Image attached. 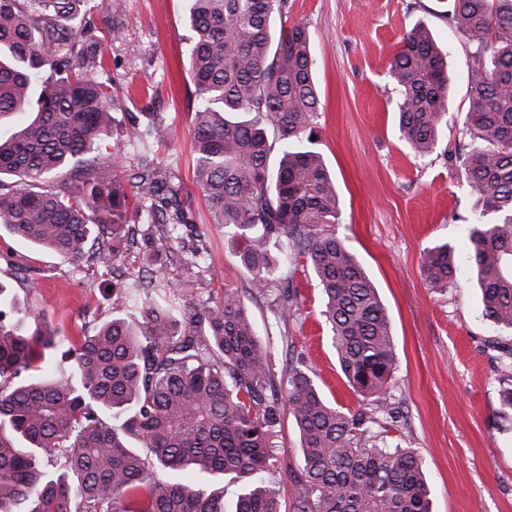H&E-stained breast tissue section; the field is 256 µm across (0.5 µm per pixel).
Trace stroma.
<instances>
[{
	"label": "stroma",
	"mask_w": 512,
	"mask_h": 512,
	"mask_svg": "<svg viewBox=\"0 0 512 512\" xmlns=\"http://www.w3.org/2000/svg\"><path fill=\"white\" fill-rule=\"evenodd\" d=\"M110 0H84L78 32L101 42L112 83L117 124L96 152L108 158L120 147L134 163L129 137L145 113L172 125L175 146L158 148L182 183L185 251L203 248L202 271L189 285L193 297L219 299L238 289L264 340L285 366L286 350L305 357L309 374L327 401L356 410L321 316V288L305 263L288 267L300 291L296 317L279 319L272 293L251 288L224 227L212 224L194 180L191 111L197 103L188 71L192 33L189 0H120L113 24ZM307 25L321 94L316 148L333 173L341 200L338 232L374 284L392 324L397 369L387 403L394 412L387 440L412 448L424 461L432 512H512V415L500 412V391L512 385L503 351L512 329L482 315L478 289L469 280V230L475 207L451 155L468 142L467 47L463 34L441 15L438 0H288L285 25ZM426 25L448 45L454 110L438 148L414 155L396 121L397 95L390 63L404 33ZM438 242L458 258L456 283L430 288L420 260ZM0 280L43 312L71 340L112 317L109 281L91 267L75 268L53 254L9 236L0 237ZM275 487L282 512H293L298 488L291 475L300 465L299 436L291 417L276 427Z\"/></svg>",
	"instance_id": "1"
}]
</instances>
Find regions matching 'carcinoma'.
Segmentation results:
<instances>
[{
	"mask_svg": "<svg viewBox=\"0 0 512 512\" xmlns=\"http://www.w3.org/2000/svg\"><path fill=\"white\" fill-rule=\"evenodd\" d=\"M83 0H0V120L34 106L35 117L0 135V232L76 267L125 278L142 298L135 321L121 315L71 341L46 316L21 309L0 281V512H226L224 479L274 472L271 448L282 412L299 432L294 512H430L422 460L388 444L381 416L396 352L390 317L372 282L336 233L341 204L323 155L313 148L320 99L308 27L275 29L288 0H193L189 72L195 181L213 223L229 229L257 292L288 260L302 259L325 296L322 315L342 373L362 396L352 412L328 403L300 359L276 374L236 288L215 302L187 296L199 253L157 282L187 225L181 183L156 148L174 142L165 119L134 131L139 159L125 170L96 160L116 123L104 52L70 25ZM445 19L466 38L470 67L463 123L470 143L459 168L476 198L469 272L483 313L512 329V0H452ZM445 52L416 25L391 63L398 126L418 155L433 152L451 110ZM83 170L57 190L45 183ZM155 229L150 259L134 255L137 225ZM431 288L455 284L446 243L427 247ZM289 281L282 317L299 310ZM234 512H281L259 486Z\"/></svg>",
	"mask_w": 512,
	"mask_h": 512,
	"instance_id": "1",
	"label": "carcinoma"
}]
</instances>
